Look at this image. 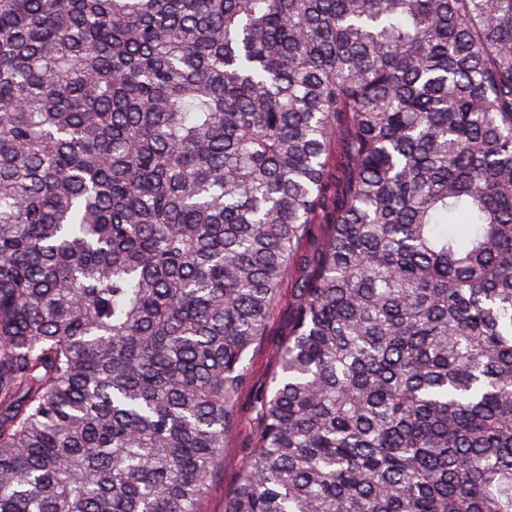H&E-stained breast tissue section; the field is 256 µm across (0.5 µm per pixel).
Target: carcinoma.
I'll list each match as a JSON object with an SVG mask.
<instances>
[{"label": "carcinoma", "mask_w": 512, "mask_h": 512, "mask_svg": "<svg viewBox=\"0 0 512 512\" xmlns=\"http://www.w3.org/2000/svg\"><path fill=\"white\" fill-rule=\"evenodd\" d=\"M299 262L224 512H512V0H0V512H200ZM305 271L301 267L290 270L272 307L265 334L247 358V376L238 396L235 421L224 436V462L209 483L200 505L202 512H224V499L235 487L244 461L255 448L259 429L256 399L266 391L276 370L273 350L288 338V324L296 306L292 286Z\"/></svg>", "instance_id": "obj_1"}]
</instances>
